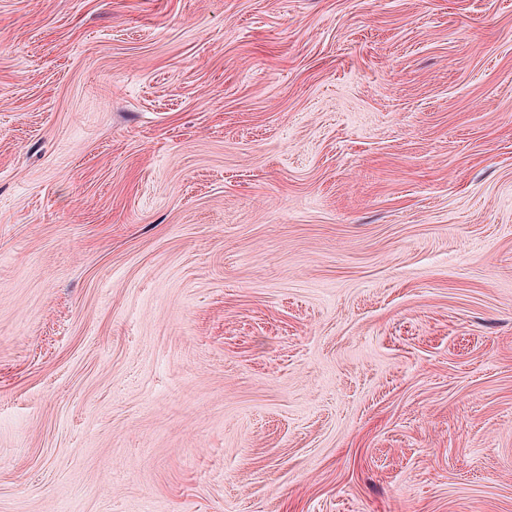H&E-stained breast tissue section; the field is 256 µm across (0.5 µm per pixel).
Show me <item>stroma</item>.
Listing matches in <instances>:
<instances>
[{
  "instance_id": "stroma-1",
  "label": "stroma",
  "mask_w": 512,
  "mask_h": 512,
  "mask_svg": "<svg viewBox=\"0 0 512 512\" xmlns=\"http://www.w3.org/2000/svg\"><path fill=\"white\" fill-rule=\"evenodd\" d=\"M0 512H512V0H0Z\"/></svg>"
}]
</instances>
